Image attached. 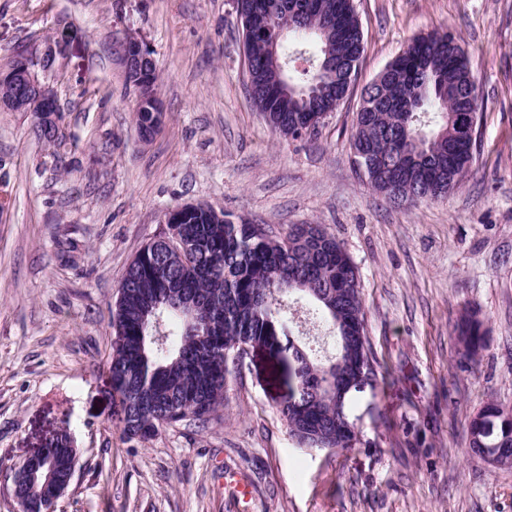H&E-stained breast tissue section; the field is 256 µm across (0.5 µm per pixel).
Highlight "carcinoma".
<instances>
[{
    "mask_svg": "<svg viewBox=\"0 0 512 512\" xmlns=\"http://www.w3.org/2000/svg\"><path fill=\"white\" fill-rule=\"evenodd\" d=\"M249 71V97L272 129L293 140L314 135L324 113L350 93L363 54L353 0H237ZM448 32L410 40L392 71L368 85L356 113L352 147L369 155L370 187L417 203L448 194L468 173L476 139L463 124L479 116L477 80ZM147 93L156 68L125 73ZM138 130L157 126L147 101L134 107ZM190 251L158 239L128 265L112 309V391L129 437L149 439L187 416L210 417L242 343L279 362L287 395L279 411L301 448L347 449L358 441L351 410L358 389L338 382L333 361L295 340L302 301L332 328L336 359L364 361L371 381L386 371L366 336L357 271L342 243L320 224H292L284 236L212 207L174 225ZM483 323L466 311L458 323L465 355H478ZM469 422L484 445L512 449V414L495 405Z\"/></svg>",
    "mask_w": 512,
    "mask_h": 512,
    "instance_id": "cac0c4a2",
    "label": "carcinoma"
}]
</instances>
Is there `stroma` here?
<instances>
[{"label":"stroma","instance_id":"obj_1","mask_svg":"<svg viewBox=\"0 0 512 512\" xmlns=\"http://www.w3.org/2000/svg\"><path fill=\"white\" fill-rule=\"evenodd\" d=\"M364 36L353 92L308 140L280 137L251 105L234 0H0V64L64 49L46 79L58 139L0 109V512L22 464L77 450L56 512H238L221 475L252 485L250 512H512V469L470 449L488 403L512 410V0H354ZM452 31L477 78L470 171L447 196L397 206L354 162L363 88L410 39ZM152 53L160 131L141 139L119 46ZM203 203L269 225L321 224L363 288L367 336L392 369L354 409L360 440L298 447L285 386L254 352L207 422L127 438L108 362L124 273L167 236L173 207ZM487 329L461 358L460 310Z\"/></svg>","mask_w":512,"mask_h":512}]
</instances>
